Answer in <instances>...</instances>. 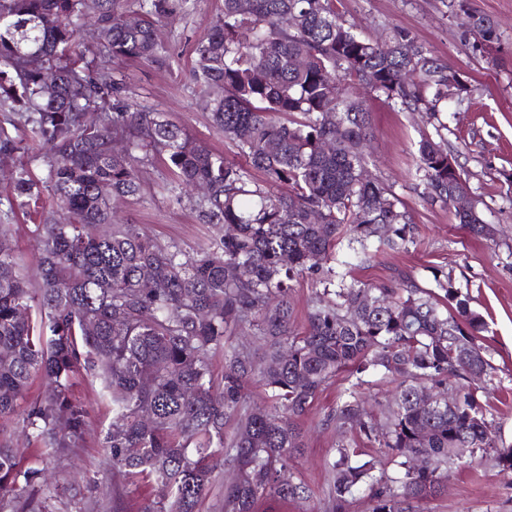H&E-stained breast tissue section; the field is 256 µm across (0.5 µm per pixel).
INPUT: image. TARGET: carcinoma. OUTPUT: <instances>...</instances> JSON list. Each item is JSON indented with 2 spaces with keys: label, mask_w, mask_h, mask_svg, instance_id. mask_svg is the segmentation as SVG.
Returning <instances> with one entry per match:
<instances>
[{
  "label": "carcinoma",
  "mask_w": 512,
  "mask_h": 512,
  "mask_svg": "<svg viewBox=\"0 0 512 512\" xmlns=\"http://www.w3.org/2000/svg\"><path fill=\"white\" fill-rule=\"evenodd\" d=\"M194 2L0 0V111L18 116L25 131L14 136L0 124V160L39 146L47 162L43 181L23 164L16 169L0 211L37 202L44 189L64 210L37 225L36 288L20 274L22 258L0 240V435L18 414L42 454L79 447L88 412L71 380L84 370L112 396L102 439L112 469L168 489L144 512H197L220 464L224 512H257L260 502L275 512L274 503L309 496L304 483L283 479L300 448L298 422L323 385L344 373L348 386L324 419L338 434L327 462L330 512H349L362 489L372 512H415L414 503L448 479L454 448L512 463V445L486 426L474 387L492 366L476 341L485 323L469 295L438 268L433 290L410 275L392 285L347 284L327 264L344 240L359 244L360 264L374 257L372 247L415 244L403 202L366 169L364 95L425 114L436 136L418 141L412 176L426 201L448 205L462 167L440 143L448 125L439 104L448 99V79L461 78L402 28L385 42L357 34L336 0H224L216 24L196 40L191 80L244 159L229 162L134 101L120 69L127 61L164 64L157 26L187 15ZM117 15L134 23L118 27ZM86 20L96 44L90 58L76 51ZM21 54L30 57L25 68L15 66ZM45 70L56 77L51 95L43 91ZM91 107L101 114L93 130L84 120ZM157 154L173 173L162 185L167 195L188 202L202 223L233 228L209 250L191 255L118 222L113 202L139 195L138 171ZM455 216L486 238L477 205ZM101 224L108 235L98 234ZM303 275L319 288L307 327L296 332L292 282ZM33 302L38 325L29 317ZM218 349L224 376L217 382L210 357ZM372 371L396 383L382 423L362 392ZM34 376L47 381L48 393L19 411ZM254 380L267 391L262 405L249 400ZM423 386L430 403L419 397ZM361 439L383 449L393 474L363 459ZM47 488L43 470L23 467L0 442V512H48Z\"/></svg>",
  "instance_id": "cac0c4a2"
}]
</instances>
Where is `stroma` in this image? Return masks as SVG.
Returning <instances> with one entry per match:
<instances>
[{
    "label": "stroma",
    "mask_w": 512,
    "mask_h": 512,
    "mask_svg": "<svg viewBox=\"0 0 512 512\" xmlns=\"http://www.w3.org/2000/svg\"><path fill=\"white\" fill-rule=\"evenodd\" d=\"M449 0H336L347 25L364 36L382 41L394 28L407 30L418 46L448 71L460 74L468 91L461 105L448 115L445 145L458 158L483 217L496 224V240L472 237L458 223L452 207L432 205L411 179L416 143L425 125L420 113L399 110L379 98L366 100L373 128L369 173L392 186L413 216L416 243L409 250L378 254L370 263L349 267L346 282L393 283L400 274L431 284V270L443 268L456 288L471 297V306L486 323L477 342L493 366L482 401L504 442L512 444V0H469L477 13L490 17L500 35L485 53L474 52L464 37L466 18L451 12ZM224 0H196L183 18L165 21L159 41L169 63L147 61L125 64L130 95L164 112L175 125L199 142L235 162L234 144L215 128L208 111L193 91L189 72L193 44L214 25ZM168 171L154 158L140 173L141 192L118 208L124 223L142 227L158 243H177L184 251L199 252L217 237L218 227L200 223L190 205H179L159 190ZM56 202L42 194L38 206L0 213V230L24 258L21 273L37 285V240L34 233L43 212ZM346 382L330 380L299 424L304 448L292 459L289 471L312 490L307 500L278 504L277 512H324L323 491L329 481L327 461L338 436L324 426ZM74 393L89 414L90 433L83 445L45 459L33 457L23 441L13 451L26 465H39L52 483L51 512H143L163 494L161 486L135 487L113 472L101 430L112 423V401L101 380L82 373ZM422 512H512V469L496 465L492 457L471 460L463 456L451 467L441 494L421 503Z\"/></svg>",
    "instance_id": "obj_1"
}]
</instances>
